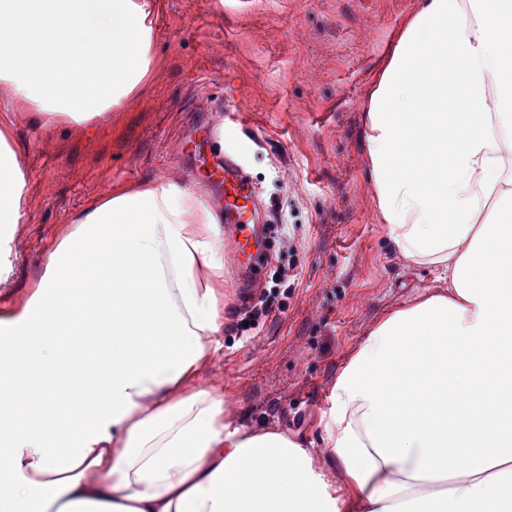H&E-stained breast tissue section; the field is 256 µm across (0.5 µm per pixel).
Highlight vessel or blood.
I'll use <instances>...</instances> for the list:
<instances>
[{"mask_svg": "<svg viewBox=\"0 0 512 512\" xmlns=\"http://www.w3.org/2000/svg\"><path fill=\"white\" fill-rule=\"evenodd\" d=\"M215 168L220 178L203 175L202 184L209 190L213 209L229 224L232 231L228 237L234 251H242L246 241L256 234L250 220L255 211V190L246 173L230 156L217 157Z\"/></svg>", "mask_w": 512, "mask_h": 512, "instance_id": "1", "label": "vessel or blood"}]
</instances>
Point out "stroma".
<instances>
[{
	"instance_id": "1",
	"label": "stroma",
	"mask_w": 512,
	"mask_h": 512,
	"mask_svg": "<svg viewBox=\"0 0 512 512\" xmlns=\"http://www.w3.org/2000/svg\"><path fill=\"white\" fill-rule=\"evenodd\" d=\"M417 0H160L153 69L112 117L44 128L13 112L30 204L0 310L20 309L63 224L115 184L187 180L210 129L257 192L270 239L261 278L295 267L278 309L249 330L251 293L224 258V329L197 387L230 398L235 425L320 444L328 393L371 328L437 288L405 262L376 217L364 102Z\"/></svg>"
}]
</instances>
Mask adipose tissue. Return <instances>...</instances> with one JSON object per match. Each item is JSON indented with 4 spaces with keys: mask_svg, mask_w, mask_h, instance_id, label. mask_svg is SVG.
<instances>
[{
    "mask_svg": "<svg viewBox=\"0 0 512 512\" xmlns=\"http://www.w3.org/2000/svg\"><path fill=\"white\" fill-rule=\"evenodd\" d=\"M157 8L0 0L9 111L52 127L122 106L151 72ZM364 124L378 218L440 286L337 373L326 465L188 388L224 327L212 207L176 179L114 185L0 311V512H512V0H419ZM9 134L0 284L28 208Z\"/></svg>",
    "mask_w": 512,
    "mask_h": 512,
    "instance_id": "obj_1",
    "label": "adipose tissue"
}]
</instances>
